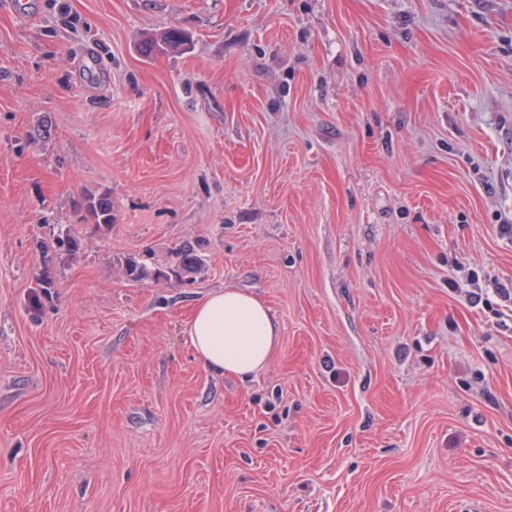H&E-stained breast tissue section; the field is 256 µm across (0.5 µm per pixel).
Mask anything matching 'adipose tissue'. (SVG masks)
<instances>
[{"mask_svg":"<svg viewBox=\"0 0 512 512\" xmlns=\"http://www.w3.org/2000/svg\"><path fill=\"white\" fill-rule=\"evenodd\" d=\"M184 336L205 370L246 380L270 362L280 324L265 303L227 287L197 301Z\"/></svg>","mask_w":512,"mask_h":512,"instance_id":"ef3b65f1","label":"adipose tissue"}]
</instances>
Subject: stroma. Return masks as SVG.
Masks as SVG:
<instances>
[{
    "mask_svg": "<svg viewBox=\"0 0 512 512\" xmlns=\"http://www.w3.org/2000/svg\"><path fill=\"white\" fill-rule=\"evenodd\" d=\"M22 3L0 512H512V0ZM100 195L108 228L77 209ZM57 224L75 255L38 250ZM224 287L281 325L245 381L184 342Z\"/></svg>",
    "mask_w": 512,
    "mask_h": 512,
    "instance_id": "1",
    "label": "stroma"
}]
</instances>
